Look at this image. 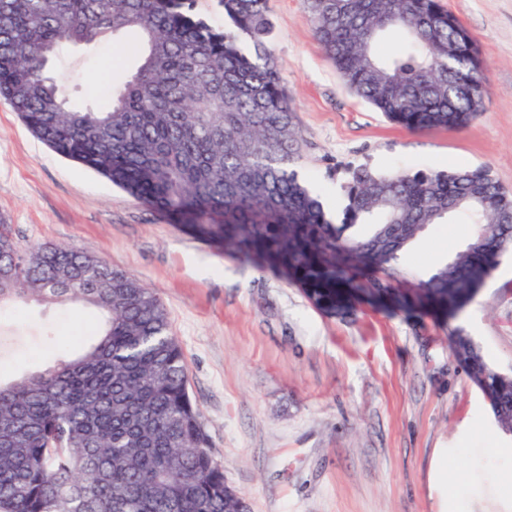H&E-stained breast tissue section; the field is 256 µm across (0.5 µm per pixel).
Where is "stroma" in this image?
Segmentation results:
<instances>
[{
    "label": "stroma",
    "instance_id": "stroma-1",
    "mask_svg": "<svg viewBox=\"0 0 512 512\" xmlns=\"http://www.w3.org/2000/svg\"><path fill=\"white\" fill-rule=\"evenodd\" d=\"M476 40L490 94L457 131L409 132L361 100L317 44L302 0H268L271 44L303 140L301 168L328 209L342 172L489 168L512 191V0H442ZM122 48L64 45L51 62L73 105L101 106L130 74ZM20 246L96 251L165 304L211 452L251 512H512V434L489 414L452 353L462 327L512 369V257L454 321L361 306L318 311L301 288L224 257L104 177L57 156L0 97V223ZM472 227L431 226L395 267L413 290ZM96 313L79 304L0 309V378L38 372L88 347Z\"/></svg>",
    "mask_w": 512,
    "mask_h": 512
}]
</instances>
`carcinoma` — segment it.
Returning <instances> with one entry per match:
<instances>
[{
	"label": "carcinoma",
	"mask_w": 512,
	"mask_h": 512,
	"mask_svg": "<svg viewBox=\"0 0 512 512\" xmlns=\"http://www.w3.org/2000/svg\"><path fill=\"white\" fill-rule=\"evenodd\" d=\"M0 0V97L56 154L212 246L282 273L314 306L395 300L456 317L512 250V192L486 168H350L336 212L300 171L303 140L269 45L267 0ZM315 40L350 89L409 131L462 129L482 108L480 52L440 0H303ZM139 35L135 71L109 105L75 110L41 48ZM396 48L379 53L382 42ZM472 224L463 249L398 294L388 270L434 224ZM79 303L97 311L79 355L0 382V512H236L157 294L97 254L19 246L0 224V308ZM450 346L512 432V370L488 365L463 329Z\"/></svg>",
	"instance_id": "carcinoma-1"
}]
</instances>
